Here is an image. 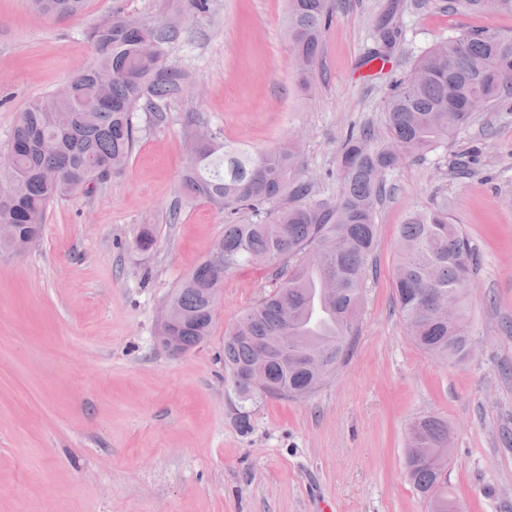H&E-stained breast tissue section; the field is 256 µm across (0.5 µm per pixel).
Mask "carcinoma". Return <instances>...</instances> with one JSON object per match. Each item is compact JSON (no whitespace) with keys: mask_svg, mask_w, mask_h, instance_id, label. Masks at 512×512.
<instances>
[{"mask_svg":"<svg viewBox=\"0 0 512 512\" xmlns=\"http://www.w3.org/2000/svg\"><path fill=\"white\" fill-rule=\"evenodd\" d=\"M48 17L81 13L86 0H33ZM478 14L512 16V0H448ZM337 0H285L284 36L299 86L312 87L323 34ZM399 5L382 17L383 46L372 55L386 61L401 37ZM209 10L208 0H182L168 23L158 25L115 14L92 25L87 38L94 60L66 83V91L29 102L19 111L0 167V254L22 255L38 239L48 207L66 197L91 194L125 170L138 140L134 114L150 108L156 121L184 96L186 75L167 63L169 44L183 19ZM420 79H401L386 101V142L374 147L361 130L345 136L338 157L339 190L316 199L303 177L296 144L285 140L253 151L213 132L205 139L191 125L186 136L182 192L224 212V234L210 254L172 293L168 305L180 317L179 349L204 342L215 310L210 298L224 277L244 265L270 268L277 286L224 331L225 384L244 400L258 394L243 374L261 366L265 395L302 399L335 372L361 322L362 290L376 247L377 209L385 177L395 169L398 147L422 155L470 123L477 106L512 108V33L474 29L439 41L410 65ZM157 244L153 227L135 238L141 252ZM393 288L398 312L413 344L442 361H461L475 348L465 317L461 278L478 257L470 239L451 223L448 201L409 214L400 225ZM441 294L457 308L445 320L426 303ZM266 343L260 354L259 343ZM448 423L426 415L409 428L405 462L430 512H459L448 496V472L435 462L449 454Z\"/></svg>","mask_w":512,"mask_h":512,"instance_id":"obj_1","label":"carcinoma"}]
</instances>
